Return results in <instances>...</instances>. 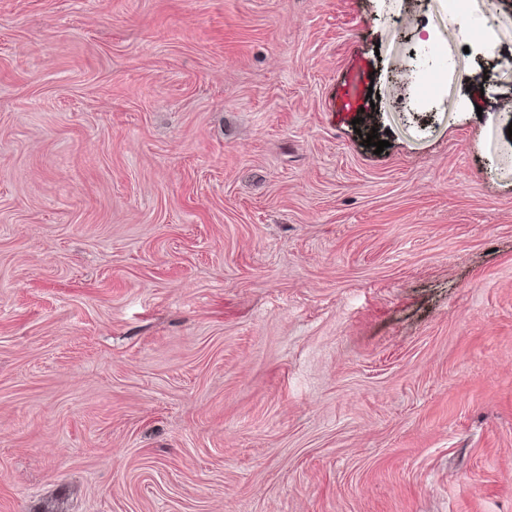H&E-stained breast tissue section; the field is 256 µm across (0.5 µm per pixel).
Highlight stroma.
Here are the masks:
<instances>
[{
  "mask_svg": "<svg viewBox=\"0 0 512 512\" xmlns=\"http://www.w3.org/2000/svg\"><path fill=\"white\" fill-rule=\"evenodd\" d=\"M0 512H512V0H0Z\"/></svg>",
  "mask_w": 512,
  "mask_h": 512,
  "instance_id": "35a3bbf8",
  "label": "stroma"
}]
</instances>
